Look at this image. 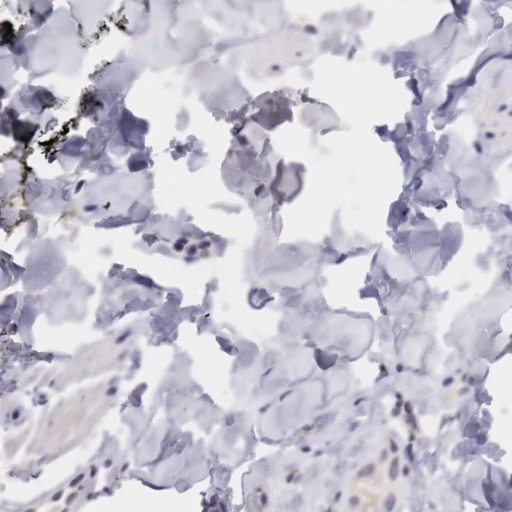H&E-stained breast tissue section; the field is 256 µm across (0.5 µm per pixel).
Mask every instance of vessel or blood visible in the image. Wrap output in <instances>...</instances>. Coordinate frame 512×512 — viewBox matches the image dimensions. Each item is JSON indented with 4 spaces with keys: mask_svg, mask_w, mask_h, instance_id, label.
Returning a JSON list of instances; mask_svg holds the SVG:
<instances>
[{
    "mask_svg": "<svg viewBox=\"0 0 512 512\" xmlns=\"http://www.w3.org/2000/svg\"><path fill=\"white\" fill-rule=\"evenodd\" d=\"M393 449L377 448L349 477L339 512H402L406 490L395 477Z\"/></svg>",
    "mask_w": 512,
    "mask_h": 512,
    "instance_id": "1",
    "label": "vessel or blood"
}]
</instances>
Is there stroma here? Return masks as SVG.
<instances>
[{
	"label": "stroma",
	"mask_w": 512,
	"mask_h": 512,
	"mask_svg": "<svg viewBox=\"0 0 512 512\" xmlns=\"http://www.w3.org/2000/svg\"><path fill=\"white\" fill-rule=\"evenodd\" d=\"M473 2L444 0L428 32L398 43L396 55L370 54L407 97L400 117L371 126L401 175L381 242L347 232L337 210L319 240H284L283 213L304 195L309 167L259 162L288 125L319 139L345 131L335 107L309 87L313 65L322 55L355 62L361 46L335 45L331 32L368 28L375 11L273 18L241 31L238 47L259 72L295 68L305 80L274 96L238 86L218 164L230 198L210 205L231 216L237 194L277 203L258 215L242 263L247 309L278 315L271 337L255 340L212 316L218 276L192 302L180 286L114 259L108 244L98 250L107 268L79 288L62 286L47 309L38 286L54 278V239L69 231L55 219L41 228L42 259L20 253L0 262V326L20 331L0 341V372L15 379L0 386V512H27L37 494L67 491L69 480L104 470L112 491L98 496L97 512H174L180 502L191 512H336L350 467L384 445L404 460L414 512H463L467 503L512 512V441L500 437V407L512 405L504 385L512 376V263L479 275L500 225H512V0H489L483 16ZM128 28L114 0L94 14L74 0L40 44L15 31L18 58L52 76L36 83L32 103L0 120V141L23 139L32 150L46 143L47 161L73 156L92 165L122 141L118 178L89 193L57 189L59 198H79V226L130 232L134 250L187 268L224 259L233 238L195 216L155 232L166 214L154 199L153 123L130 102L123 62L102 51ZM419 58L435 69L417 72ZM75 64L80 82L64 86L56 73ZM111 98L106 126L81 138L29 117L35 103L93 113ZM449 152L452 166L439 169L437 156ZM466 203L475 207L469 234H450L449 220ZM128 273L133 308L100 330L102 292ZM464 301L473 315L459 321V346L439 368L431 320ZM202 354L234 386L217 387L199 371ZM438 413L455 417L458 434L423 431ZM214 417L223 431L205 432ZM226 448L236 458L211 473Z\"/></svg>",
	"instance_id": "1"
}]
</instances>
